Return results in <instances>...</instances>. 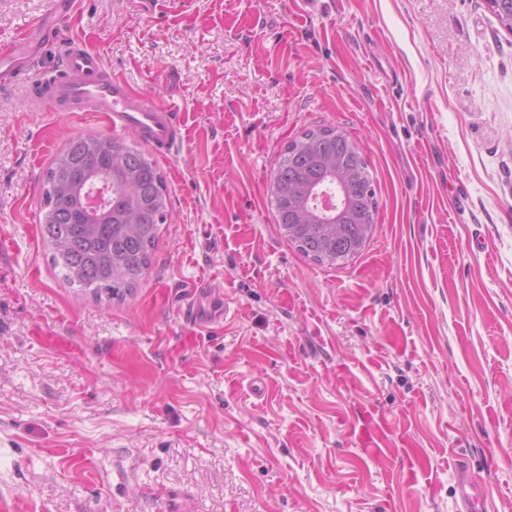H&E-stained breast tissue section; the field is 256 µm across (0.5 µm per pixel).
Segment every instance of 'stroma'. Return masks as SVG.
<instances>
[{"mask_svg":"<svg viewBox=\"0 0 512 512\" xmlns=\"http://www.w3.org/2000/svg\"><path fill=\"white\" fill-rule=\"evenodd\" d=\"M50 2L0 0V38ZM77 2L0 88V512H455L461 468L512 512V32L487 0ZM64 40L182 112L122 300L64 284L40 235L54 156L110 134L28 109ZM321 127L378 200L334 265L267 196Z\"/></svg>","mask_w":512,"mask_h":512,"instance_id":"35a3bbf8","label":"stroma"}]
</instances>
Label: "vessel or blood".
<instances>
[{
	"label": "vessel or blood",
	"mask_w": 512,
	"mask_h": 512,
	"mask_svg": "<svg viewBox=\"0 0 512 512\" xmlns=\"http://www.w3.org/2000/svg\"><path fill=\"white\" fill-rule=\"evenodd\" d=\"M75 9L76 0H52L47 14L27 21L12 39L0 43L1 87L21 80L27 60L42 44L58 37ZM29 107L105 117L112 133L135 134L163 158L169 157L180 140L175 105L134 92L106 70L99 53L78 44L63 45L56 75L47 80L40 96L30 100Z\"/></svg>",
	"instance_id": "obj_1"
}]
</instances>
